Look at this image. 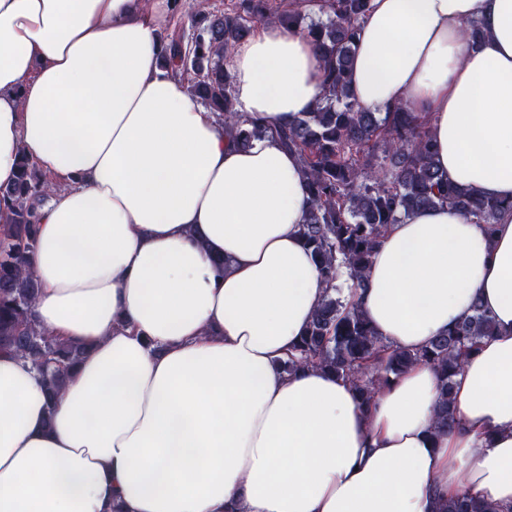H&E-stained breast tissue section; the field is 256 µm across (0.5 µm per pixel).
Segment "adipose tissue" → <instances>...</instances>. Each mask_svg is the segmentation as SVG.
Returning <instances> with one entry per match:
<instances>
[{
	"mask_svg": "<svg viewBox=\"0 0 512 512\" xmlns=\"http://www.w3.org/2000/svg\"><path fill=\"white\" fill-rule=\"evenodd\" d=\"M172 8L0 0V185L25 155L56 187L27 258L32 318L88 348L52 403L0 352V512H434L464 494L512 512V210L491 226L413 212L354 293L406 349L473 307L492 316L452 430L435 431L430 365L369 407L336 376L285 373L325 288L299 235L300 160L271 135L237 140L158 66ZM224 68L237 112L270 128L323 92L312 39L274 22ZM351 89L429 113L449 181L512 200V0H371Z\"/></svg>",
	"mask_w": 512,
	"mask_h": 512,
	"instance_id": "adipose-tissue-1",
	"label": "adipose tissue"
}]
</instances>
